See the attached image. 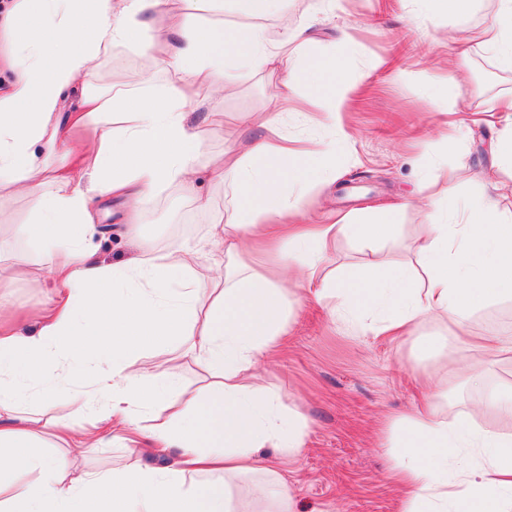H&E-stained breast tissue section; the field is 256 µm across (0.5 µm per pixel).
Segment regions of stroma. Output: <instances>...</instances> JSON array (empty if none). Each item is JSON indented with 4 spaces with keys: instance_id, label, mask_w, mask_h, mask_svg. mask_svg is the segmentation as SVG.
<instances>
[{
    "instance_id": "obj_1",
    "label": "stroma",
    "mask_w": 512,
    "mask_h": 512,
    "mask_svg": "<svg viewBox=\"0 0 512 512\" xmlns=\"http://www.w3.org/2000/svg\"><path fill=\"white\" fill-rule=\"evenodd\" d=\"M483 17L479 10L455 23L433 20L420 0H345L343 10L332 14L321 10L319 0H285L278 13L257 22L244 14L238 0H224L209 14L211 21L227 26L259 23L273 36L286 26L307 27L311 53L330 51L342 30H350L354 47L347 77L353 92L343 120L351 148L338 156L335 180L313 190L305 209L319 220L335 212L397 207L398 243L384 251L392 262L408 260L406 244L424 235L433 220L432 199L444 196L451 185L466 196L482 184L495 136L484 110L512 96V72L500 70L475 45L468 75H459L453 42L471 34ZM152 66L151 56L118 51L100 69L99 81L131 83ZM282 77L279 70H239L234 96L202 100L194 118H203L214 106L224 111V134L212 138L211 155L223 154L226 143L259 131L272 108L270 94ZM433 83L449 98L465 101L466 111H441L429 95ZM282 130L289 146L301 152L333 133L293 92ZM421 178L428 183L423 196L416 191ZM193 188V193L211 197V211L198 210L191 193L177 187L161 191L142 210L140 232L155 247L174 240L194 244L216 218L232 219L230 189L211 185L201 173L194 176ZM98 207V258L107 264L128 260L134 248L126 236L123 204L104 198ZM27 220L25 198L0 197V252L28 256L36 264L0 306L20 318L40 307L50 286L45 257L20 229ZM290 302L288 334L258 364L257 382L300 412L309 433L296 459L269 451L261 466L278 471L293 496L294 512H399L382 432L389 419L416 407L420 366L415 353L420 344L447 335V328L427 321L415 335L398 340L357 336L327 308L295 295Z\"/></svg>"
}]
</instances>
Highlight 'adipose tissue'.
I'll list each match as a JSON object with an SVG mask.
<instances>
[{
	"label": "adipose tissue",
	"mask_w": 512,
	"mask_h": 512,
	"mask_svg": "<svg viewBox=\"0 0 512 512\" xmlns=\"http://www.w3.org/2000/svg\"><path fill=\"white\" fill-rule=\"evenodd\" d=\"M177 0H7L0 9V59L10 73L0 90V195L19 193L30 206L23 233L56 257V280L31 327L0 324V512H238L235 499H258L270 512H293L278 475L246 482L261 449L288 458L306 445L308 423L279 397L250 384L257 364L287 333L285 276L316 303L372 315L358 330L394 339L433 319L448 325L447 349L428 345L426 358L491 347L512 353V336L469 334L471 316L512 287V207L502 172H512V101L492 142L485 189L438 203L439 219L415 248L416 265L386 266L375 258L341 274L327 269L337 236L376 244L391 240L394 210L344 213L329 224L308 219L303 199L328 178L348 135L342 116L352 87L346 78L353 37L314 57L300 30L270 39L256 26L189 21ZM475 40L512 71V0H492ZM162 55H155L156 46ZM154 55L155 68L134 84L101 86L95 78L115 51ZM288 70L273 94L267 138L225 148L210 181L230 188L235 216L210 224L195 250L182 242L108 266L89 241L97 231L96 198L132 205L138 213L171 186L190 187L211 136L224 131V112L202 122L188 108L203 94L234 87L237 69ZM298 89L334 137L298 153L273 143ZM92 129L74 146L72 135ZM219 254L223 268L200 285L193 262ZM187 339L205 382L189 388L168 373L170 346ZM152 351L139 373L132 360ZM95 388L77 408L104 410L89 424L57 425L65 453L41 450L39 420L24 405L50 407L54 390L79 385L86 362ZM442 395L426 386L415 411L393 421L385 446L401 488L400 512H512V432L476 425L440 411ZM160 409L145 429L137 413ZM120 429L130 454L109 473L78 472L86 455ZM30 474L27 482L18 481Z\"/></svg>",
	"instance_id": "obj_1"
}]
</instances>
